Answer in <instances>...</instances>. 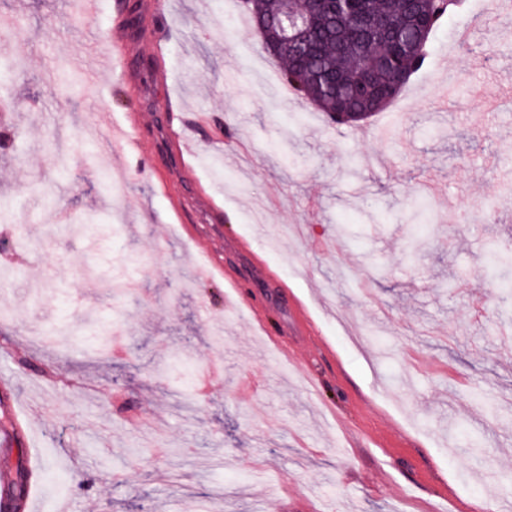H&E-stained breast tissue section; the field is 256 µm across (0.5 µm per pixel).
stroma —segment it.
Here are the masks:
<instances>
[{
  "label": "stroma",
  "instance_id": "obj_1",
  "mask_svg": "<svg viewBox=\"0 0 512 512\" xmlns=\"http://www.w3.org/2000/svg\"><path fill=\"white\" fill-rule=\"evenodd\" d=\"M0 0L9 47L0 147V481L43 463L40 512H487L512 503V333L483 272L512 244V16L469 7L429 42L431 62L386 111L336 126L287 94L280 66L219 0ZM137 6L131 86L73 85L95 33ZM469 30L468 48H455ZM162 37V56L152 53ZM467 90L430 111L442 63ZM165 145L192 128L195 177L170 175L186 223L135 154L117 178L108 127L164 98ZM218 191V224L197 186ZM433 233L408 256L405 203ZM350 225L353 241L336 234ZM196 240H189V233ZM250 243L305 327L279 352L223 280L195 286L203 249L229 272ZM316 385H307L304 372Z\"/></svg>",
  "mask_w": 512,
  "mask_h": 512
}]
</instances>
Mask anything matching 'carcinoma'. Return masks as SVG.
I'll return each mask as SVG.
<instances>
[{"instance_id":"carcinoma-1","label":"carcinoma","mask_w":512,"mask_h":512,"mask_svg":"<svg viewBox=\"0 0 512 512\" xmlns=\"http://www.w3.org/2000/svg\"><path fill=\"white\" fill-rule=\"evenodd\" d=\"M307 17L313 43L303 56L283 54L274 60L284 65L288 85L338 126L358 123L351 113L371 118L399 97L410 78L428 65L427 44L465 0H348L344 7L325 8L316 0H289ZM246 12L262 41L273 43L280 32L273 20L282 0H243ZM418 224L413 239L426 231L427 205L411 204ZM484 273L498 284L501 300L512 298V251L491 253Z\"/></svg>"}]
</instances>
